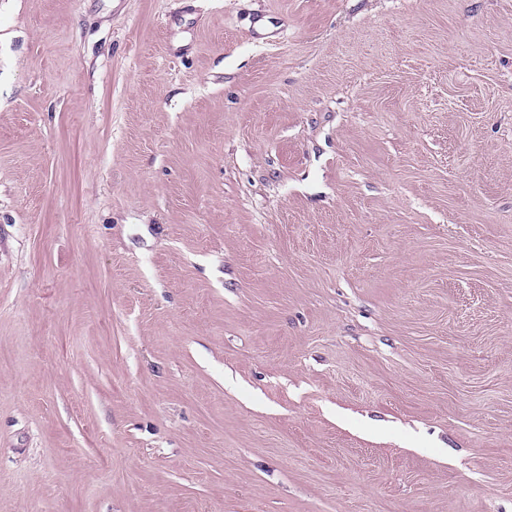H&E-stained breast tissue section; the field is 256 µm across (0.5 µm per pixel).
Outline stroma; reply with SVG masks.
I'll use <instances>...</instances> for the list:
<instances>
[{"instance_id": "1", "label": "stroma", "mask_w": 512, "mask_h": 512, "mask_svg": "<svg viewBox=\"0 0 512 512\" xmlns=\"http://www.w3.org/2000/svg\"><path fill=\"white\" fill-rule=\"evenodd\" d=\"M0 512H512V0H0Z\"/></svg>"}]
</instances>
